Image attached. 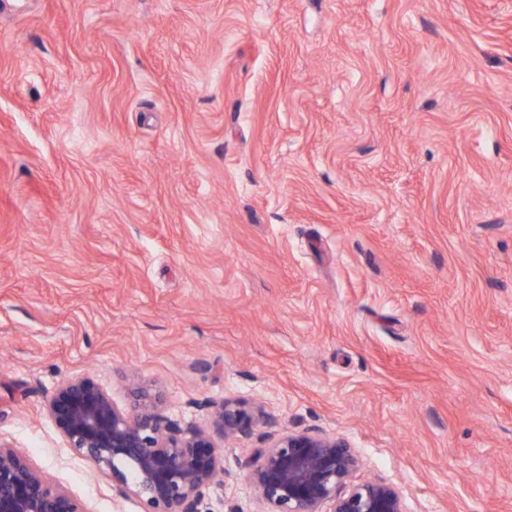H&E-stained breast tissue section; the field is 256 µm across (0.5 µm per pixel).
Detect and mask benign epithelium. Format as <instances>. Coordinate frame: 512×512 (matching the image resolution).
<instances>
[{
  "label": "benign epithelium",
  "mask_w": 512,
  "mask_h": 512,
  "mask_svg": "<svg viewBox=\"0 0 512 512\" xmlns=\"http://www.w3.org/2000/svg\"><path fill=\"white\" fill-rule=\"evenodd\" d=\"M143 395L135 413L117 408L89 377L60 383L47 411L68 447L112 477L118 498H137L144 512H198L205 493L225 475L210 432L181 429ZM224 439L247 435L260 416L226 399L210 411ZM360 458L348 441L318 431H284L248 472L265 512H407L397 489L354 481ZM0 512H87L67 490L0 442Z\"/></svg>",
  "instance_id": "1"
}]
</instances>
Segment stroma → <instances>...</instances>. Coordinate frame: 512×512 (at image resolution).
I'll return each instance as SVG.
<instances>
[{
	"label": "stroma",
	"instance_id": "1",
	"mask_svg": "<svg viewBox=\"0 0 512 512\" xmlns=\"http://www.w3.org/2000/svg\"><path fill=\"white\" fill-rule=\"evenodd\" d=\"M270 421L408 512H512V0H0V442L141 512L46 402ZM211 408V423L224 435L225 440H237L247 435L260 421L258 413L236 400L224 399V402Z\"/></svg>",
	"mask_w": 512,
	"mask_h": 512
}]
</instances>
